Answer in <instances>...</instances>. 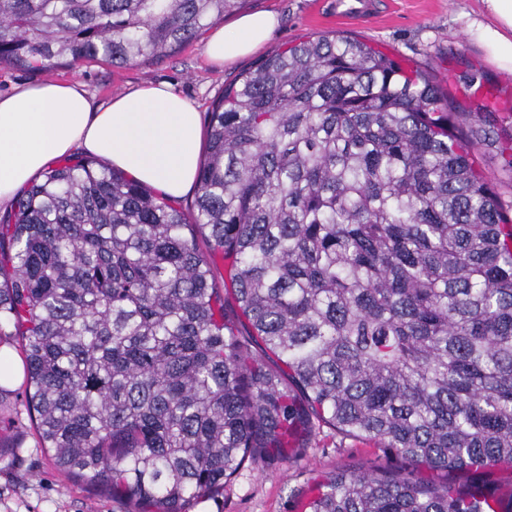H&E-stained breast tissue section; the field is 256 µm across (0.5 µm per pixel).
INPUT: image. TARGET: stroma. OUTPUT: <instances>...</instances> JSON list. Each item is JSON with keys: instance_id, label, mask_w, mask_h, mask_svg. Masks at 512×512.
Listing matches in <instances>:
<instances>
[{"instance_id": "obj_1", "label": "stroma", "mask_w": 512, "mask_h": 512, "mask_svg": "<svg viewBox=\"0 0 512 512\" xmlns=\"http://www.w3.org/2000/svg\"><path fill=\"white\" fill-rule=\"evenodd\" d=\"M362 19L338 18L346 0H244L243 11L268 10L280 24L253 55L225 65L203 55L207 32L179 51L123 67L93 61L50 72L0 65V93L47 79L77 81L94 102L104 103L144 83L166 84L195 102L202 122H209L213 104L226 86L253 69L265 56L306 36L351 35L395 57L421 65L460 111L468 112L477 98L462 81L465 71L485 75L500 91L502 111L512 110V74L497 70L483 50L464 33L466 16L481 13V0H359ZM17 385L0 395V512H129L118 494L58 470L51 449L43 447ZM308 448L273 463L248 461L224 484L221 492L193 505L190 512H302L318 481L343 470L379 474L401 473L414 481L470 483L467 471L433 473L416 468L388 449L342 433L313 420Z\"/></svg>"}]
</instances>
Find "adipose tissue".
Listing matches in <instances>:
<instances>
[{"mask_svg":"<svg viewBox=\"0 0 512 512\" xmlns=\"http://www.w3.org/2000/svg\"><path fill=\"white\" fill-rule=\"evenodd\" d=\"M465 33L497 68L512 72V0H482ZM280 21L270 11L241 15L213 31L205 58L228 64L264 45ZM203 128L197 106L170 86L146 83L97 104L76 81H44L0 96V210L56 160L80 154L108 161L168 200L195 184Z\"/></svg>","mask_w":512,"mask_h":512,"instance_id":"obj_1","label":"adipose tissue"}]
</instances>
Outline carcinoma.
<instances>
[{
  "instance_id": "cac0c4a2",
  "label": "carcinoma",
  "mask_w": 512,
  "mask_h": 512,
  "mask_svg": "<svg viewBox=\"0 0 512 512\" xmlns=\"http://www.w3.org/2000/svg\"><path fill=\"white\" fill-rule=\"evenodd\" d=\"M242 0H0V63L163 57ZM460 112L344 35L224 90L187 214L97 159L60 161L0 224V344L56 466L190 512L317 415L430 471L512 463V215ZM209 232L200 251L192 228ZM281 376L224 316L213 254ZM305 512H512V492L344 470Z\"/></svg>"
}]
</instances>
